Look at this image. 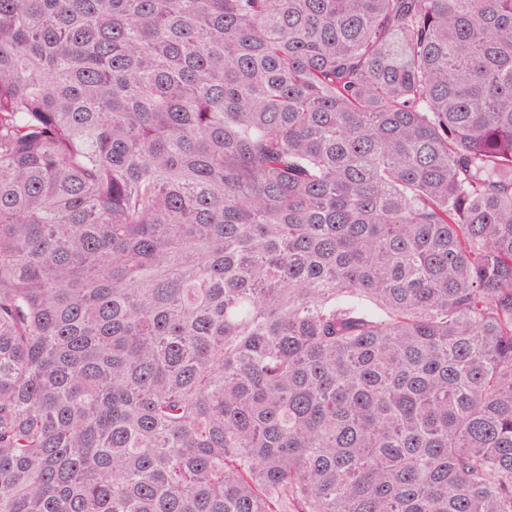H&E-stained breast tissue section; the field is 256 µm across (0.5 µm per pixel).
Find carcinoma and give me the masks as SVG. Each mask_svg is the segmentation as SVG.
Returning a JSON list of instances; mask_svg holds the SVG:
<instances>
[{"label": "carcinoma", "mask_w": 512, "mask_h": 512, "mask_svg": "<svg viewBox=\"0 0 512 512\" xmlns=\"http://www.w3.org/2000/svg\"><path fill=\"white\" fill-rule=\"evenodd\" d=\"M0 512H512V0H0Z\"/></svg>", "instance_id": "carcinoma-1"}]
</instances>
